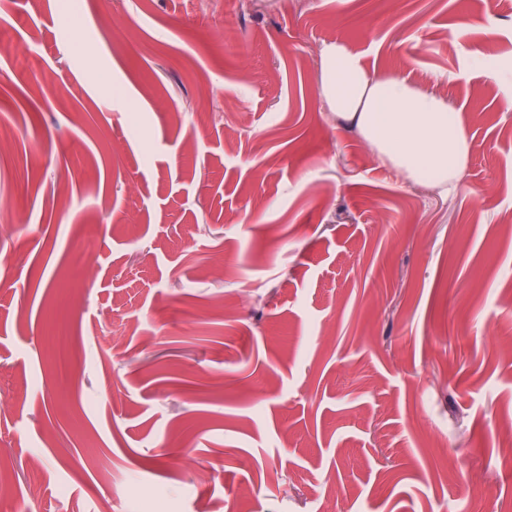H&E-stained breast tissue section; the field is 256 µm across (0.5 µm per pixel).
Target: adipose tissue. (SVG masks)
Masks as SVG:
<instances>
[{
	"mask_svg": "<svg viewBox=\"0 0 512 512\" xmlns=\"http://www.w3.org/2000/svg\"><path fill=\"white\" fill-rule=\"evenodd\" d=\"M319 94L407 180L446 191L458 186L469 156L461 109L398 77L371 76L361 57L338 42L321 55Z\"/></svg>",
	"mask_w": 512,
	"mask_h": 512,
	"instance_id": "obj_1",
	"label": "adipose tissue"
}]
</instances>
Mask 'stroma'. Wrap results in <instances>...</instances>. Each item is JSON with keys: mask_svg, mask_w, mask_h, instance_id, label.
Listing matches in <instances>:
<instances>
[{"mask_svg": "<svg viewBox=\"0 0 512 512\" xmlns=\"http://www.w3.org/2000/svg\"><path fill=\"white\" fill-rule=\"evenodd\" d=\"M77 3L0 0V512H512V0ZM336 41L462 109L454 193ZM319 69L320 97L378 160L416 184L458 186L469 156L461 109L398 77H372L342 43L324 49Z\"/></svg>", "mask_w": 512, "mask_h": 512, "instance_id": "1", "label": "stroma"}]
</instances>
